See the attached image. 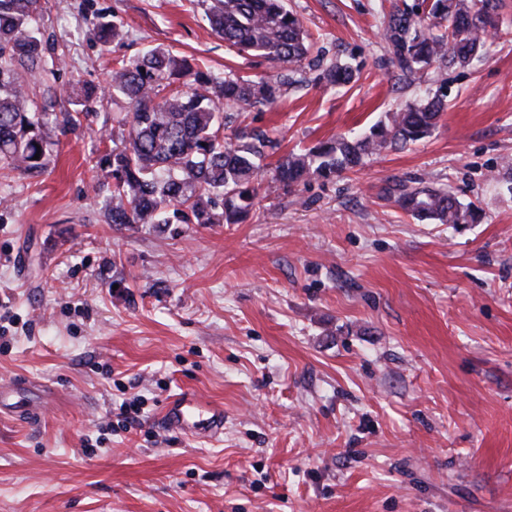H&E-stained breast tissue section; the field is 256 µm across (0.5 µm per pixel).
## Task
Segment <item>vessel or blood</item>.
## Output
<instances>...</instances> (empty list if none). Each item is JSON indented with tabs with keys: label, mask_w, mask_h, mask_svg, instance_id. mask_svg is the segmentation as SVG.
<instances>
[{
	"label": "vessel or blood",
	"mask_w": 512,
	"mask_h": 512,
	"mask_svg": "<svg viewBox=\"0 0 512 512\" xmlns=\"http://www.w3.org/2000/svg\"><path fill=\"white\" fill-rule=\"evenodd\" d=\"M161 423L168 430L187 436H217L224 431V410L218 405L200 401L194 393L185 391L172 398L163 408Z\"/></svg>",
	"instance_id": "vessel-or-blood-1"
}]
</instances>
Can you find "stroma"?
Here are the masks:
<instances>
[{
	"mask_svg": "<svg viewBox=\"0 0 512 512\" xmlns=\"http://www.w3.org/2000/svg\"><path fill=\"white\" fill-rule=\"evenodd\" d=\"M210 3L42 0L71 47L59 85L107 84L150 45L277 73L211 32ZM380 3L287 0L313 54L358 72L242 116L277 141L268 166L436 88L389 66ZM99 15L123 44L98 43ZM442 79L430 136L288 195L263 180L242 224L106 223L95 130L63 137L39 180L0 169V384L40 407L0 416V512H512V0L481 58ZM402 181L474 202L480 223L412 217ZM186 390L223 406V435L160 424Z\"/></svg>",
	"mask_w": 512,
	"mask_h": 512,
	"instance_id": "35a3bbf8",
	"label": "stroma"
}]
</instances>
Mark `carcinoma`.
<instances>
[{"mask_svg":"<svg viewBox=\"0 0 512 512\" xmlns=\"http://www.w3.org/2000/svg\"><path fill=\"white\" fill-rule=\"evenodd\" d=\"M497 0H419L392 9L384 19L388 62L398 75L420 80L432 65H465L485 35L497 29ZM41 0H0V168L26 178L47 170L59 136L108 122L117 124L112 147L91 161V186L108 223L241 224L259 197L261 161L276 143L237 124L242 113L274 105L291 84L303 83L309 34L285 0H214L205 14L210 29L243 57L276 63L281 73L259 79L220 75L194 67L165 46L112 60L110 95L126 100L129 117L100 115L91 103L103 89L58 88L27 78L57 75L66 48L41 30ZM103 46L125 39L122 22L97 18ZM314 81L340 86L351 66L331 60L316 66ZM76 109L71 110L69 106ZM447 108L442 89L426 91L357 137H337L281 157L271 179L285 191L319 175L363 165L381 150L411 145L431 134ZM39 159H34V156ZM395 202L438 224H474L478 208L440 190L396 185Z\"/></svg>","mask_w":512,"mask_h":512,"instance_id":"1","label":"carcinoma"}]
</instances>
